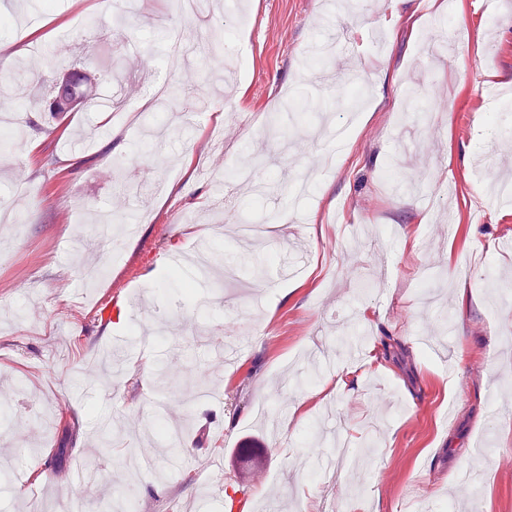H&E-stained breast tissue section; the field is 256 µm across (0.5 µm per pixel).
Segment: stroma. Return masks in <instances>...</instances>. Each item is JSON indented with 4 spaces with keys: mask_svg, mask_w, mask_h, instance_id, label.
Masks as SVG:
<instances>
[{
    "mask_svg": "<svg viewBox=\"0 0 512 512\" xmlns=\"http://www.w3.org/2000/svg\"><path fill=\"white\" fill-rule=\"evenodd\" d=\"M251 20L228 37L224 0L186 16L171 0H0V15L40 14L34 32L0 30L14 43L0 66V109L20 114L0 132V205L18 229L0 232V377L11 420L0 440L28 451L0 481V512H65L77 491L137 512H270L277 500L303 512H512V201L498 178L512 170V0H238ZM446 21L466 54L428 51ZM121 26L127 43L87 40ZM207 29L190 56L169 51L174 30ZM335 55L304 69L320 39ZM69 46L66 67L121 57L120 79L98 86L74 112L50 113L47 52ZM248 57L249 76L214 77V62ZM360 97L337 99L351 74ZM182 86L181 102L154 110L155 84ZM361 113L343 152L324 139L344 113ZM162 118L167 151L147 141ZM226 127V164H252V186L202 179L212 125ZM315 191L293 199L291 176ZM135 234L99 243V209L128 182ZM233 204H226L225 195ZM287 230L240 249V220L270 212ZM224 273L201 281L197 266L171 270V254L202 244ZM166 335L133 336L156 320ZM365 337L344 356L351 330ZM238 345L234 365L219 356ZM124 348V376L109 387L87 378L99 356ZM332 393L309 415L299 396ZM179 408L183 440L198 460L168 468L157 446L156 405ZM108 417L111 454L99 446ZM337 433L346 455L324 475ZM138 447L153 469L127 480L117 461ZM167 470L156 480L154 470Z\"/></svg>",
    "mask_w": 512,
    "mask_h": 512,
    "instance_id": "1",
    "label": "stroma"
}]
</instances>
